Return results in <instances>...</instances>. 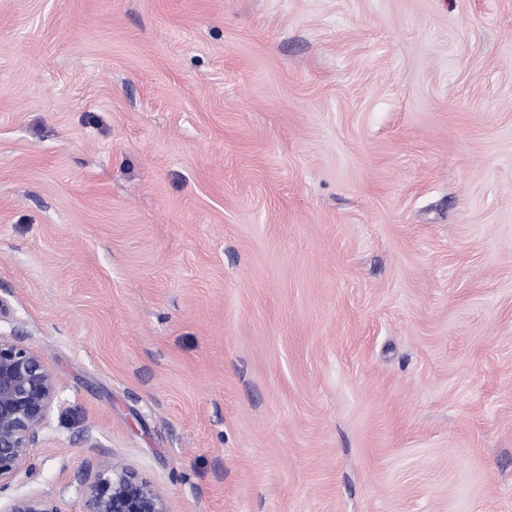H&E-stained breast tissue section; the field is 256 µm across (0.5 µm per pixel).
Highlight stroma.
I'll return each mask as SVG.
<instances>
[{"label": "stroma", "mask_w": 512, "mask_h": 512, "mask_svg": "<svg viewBox=\"0 0 512 512\" xmlns=\"http://www.w3.org/2000/svg\"><path fill=\"white\" fill-rule=\"evenodd\" d=\"M13 487L512 512V0H0ZM56 399V376L41 353L0 336L1 512H63L48 494L15 495L5 508L1 505L2 493L29 472ZM91 483L84 485L83 512H167L161 492L135 471L114 461L100 459Z\"/></svg>", "instance_id": "1"}]
</instances>
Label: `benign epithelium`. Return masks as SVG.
<instances>
[{"label":"benign epithelium","mask_w":512,"mask_h":512,"mask_svg":"<svg viewBox=\"0 0 512 512\" xmlns=\"http://www.w3.org/2000/svg\"><path fill=\"white\" fill-rule=\"evenodd\" d=\"M57 399L54 371L41 353L0 336V494L29 472L33 449ZM84 484L83 512H167L161 492L135 471L103 458ZM0 512H62L48 494L15 495Z\"/></svg>","instance_id":"7a95c632"}]
</instances>
